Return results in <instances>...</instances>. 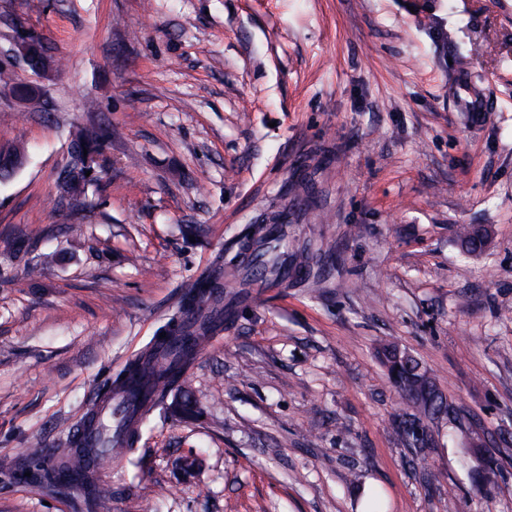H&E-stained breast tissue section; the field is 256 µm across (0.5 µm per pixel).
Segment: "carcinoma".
Wrapping results in <instances>:
<instances>
[{
  "label": "carcinoma",
  "mask_w": 512,
  "mask_h": 512,
  "mask_svg": "<svg viewBox=\"0 0 512 512\" xmlns=\"http://www.w3.org/2000/svg\"><path fill=\"white\" fill-rule=\"evenodd\" d=\"M112 140V129L96 125L80 126L68 145V161L58 177L59 202L70 208H85L86 186L92 178L86 175L100 165L106 143ZM457 239L462 251L469 255L484 253L490 243L489 229L481 225L459 224ZM283 225H273L271 231L256 239L248 261L250 277L255 281L276 279L288 283L284 270L308 278L311 272L309 248H284ZM50 263L47 256H33L25 262L28 276L39 277ZM222 272L198 278L185 292L182 302L161 327L166 337L155 336L140 356L118 370L102 398L111 397L113 390L129 392L125 408L122 447L126 451L119 461H131V455L149 426V415L155 411L166 414L170 406L183 400V417L198 415L199 408L192 394L186 391V373L197 356V340L224 329V288ZM389 379L406 406L396 429L398 436L412 448H428L434 443L425 421L448 415L450 403L439 390L434 378L412 354L388 343L379 350ZM71 478L70 485L91 503L94 512H109L112 487L87 471L83 456L73 449H59L55 464L44 470V478L57 481Z\"/></svg>",
  "instance_id": "cac0c4a2"
}]
</instances>
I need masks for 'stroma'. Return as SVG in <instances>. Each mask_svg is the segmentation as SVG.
Returning <instances> with one entry per match:
<instances>
[{
  "label": "stroma",
  "mask_w": 512,
  "mask_h": 512,
  "mask_svg": "<svg viewBox=\"0 0 512 512\" xmlns=\"http://www.w3.org/2000/svg\"><path fill=\"white\" fill-rule=\"evenodd\" d=\"M40 37L50 111L0 93V512H90L30 475L215 263L258 226L320 251L289 285L224 281V329L186 375L201 415L151 414L135 464L106 463L111 512H512V7L505 0H0V46ZM468 73L494 98L453 111ZM111 126L87 202L56 205L70 129ZM301 191H292V184ZM83 227L81 237L66 232ZM185 224L205 233L189 241ZM460 224L490 226L479 256ZM58 253L37 281L28 258ZM431 371L447 418L406 447L376 350ZM191 455L193 475L174 466ZM488 484L472 471L486 458ZM449 101L455 111L468 113L474 124L481 122L491 112L492 101L484 89L477 86L465 73H459L450 86Z\"/></svg>",
  "instance_id": "obj_1"
}]
</instances>
